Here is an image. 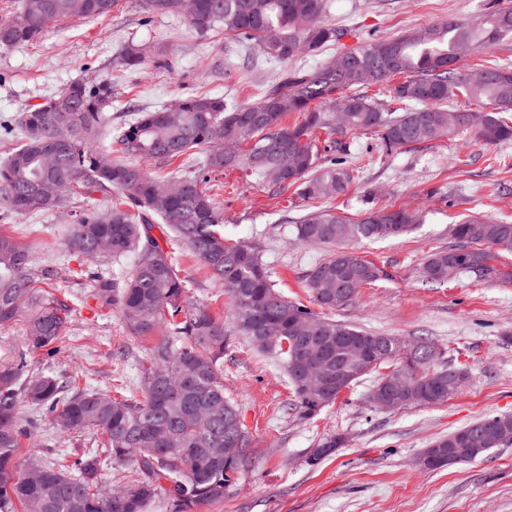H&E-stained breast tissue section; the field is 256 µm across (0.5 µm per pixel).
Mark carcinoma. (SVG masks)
I'll return each instance as SVG.
<instances>
[{
	"label": "carcinoma",
	"instance_id": "carcinoma-1",
	"mask_svg": "<svg viewBox=\"0 0 512 512\" xmlns=\"http://www.w3.org/2000/svg\"><path fill=\"white\" fill-rule=\"evenodd\" d=\"M116 0H20L18 15L0 23V50L39 41L59 22L108 16ZM149 14L185 17L199 32L219 29L251 42L258 53L285 65L257 102L230 105L210 94H191L178 108L144 110L102 151L97 139L110 121L112 81L73 80L43 102L20 113L22 142L0 162V211L23 216L61 207L66 197L99 193L101 210H82L71 225L66 247L78 268L61 274L55 264L34 258L13 237L0 233V328L25 325L26 352L0 364V512H148L164 498L171 512H200L224 499L247 462L252 438L238 408L224 397V349L236 336L282 361L293 388L290 410L310 420L336 402V389L320 395L298 376L304 354L325 361L329 372L358 361L346 336L374 348L377 362L347 384L382 370L376 386L386 389L402 372L407 387L394 393L392 408L443 403L465 385L467 371L445 359L431 361L436 344L360 330L289 300L275 287L259 247L224 237V214L202 182L213 169L240 170L262 187L281 194L293 189L308 201L343 193L357 168L347 160L349 133H374L390 150L449 138L473 129L486 146L512 138V68L457 62L466 48L492 46L512 37V8L489 12L475 24L436 23L384 40H368L340 52L312 70L288 67L302 55L338 43L344 33L325 21L328 0H193L192 15L182 0H142ZM144 49L130 42L121 56L129 68ZM405 81L389 91L397 107L387 112L349 90L392 76ZM462 96L482 112L446 107ZM290 113L301 120L283 123ZM327 135L319 149L315 132ZM292 148L296 176L281 168V148ZM340 150L338 157L322 153ZM139 156L167 167L177 159L203 156L196 175L156 177ZM417 221L405 208L371 207L358 219L320 207L296 222V239L335 246L328 258L304 275L310 303L336 309L352 302L358 284L379 280L381 270L348 244L408 233ZM164 225L190 256L208 269L231 299L222 318L190 300L173 252L152 234ZM457 244L431 251L419 273L445 284L462 275L480 280L502 277L491 264L492 249L512 251V224L470 216L454 225ZM88 275L100 307L117 314L128 332L148 342L142 363L141 398L127 394L125 381L109 394L80 387L29 369L26 356H51L66 335L72 309L59 298L66 283ZM28 404L66 435L90 434L96 447L44 462L21 448L36 423L20 421ZM481 432L483 448L512 443V414L489 416L436 440L457 463L482 460L462 444ZM230 448L232 452L224 453ZM129 470L120 495L104 489L111 466Z\"/></svg>",
	"mask_w": 512,
	"mask_h": 512
}]
</instances>
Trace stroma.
I'll return each mask as SVG.
<instances>
[{
	"label": "stroma",
	"mask_w": 512,
	"mask_h": 512,
	"mask_svg": "<svg viewBox=\"0 0 512 512\" xmlns=\"http://www.w3.org/2000/svg\"><path fill=\"white\" fill-rule=\"evenodd\" d=\"M512 0H332L328 24L345 30L340 43L299 57L308 70L359 41L389 39L448 20L475 23ZM140 0H117L110 15L63 22L39 42L0 51V122L16 121L76 79H111L113 126L142 108L166 106L205 91L238 104L258 101L282 66L261 57L245 40L188 28L174 15L143 24ZM147 48L140 66H119L128 42ZM359 169L346 191L331 199L336 212L360 217L368 200L418 212L411 233L357 244L359 255L381 270L333 318L366 331L425 338L445 346L469 379L447 402L400 410L372 407L367 393L377 379L367 375L336 403L309 421L287 409L294 396L279 362L243 340L224 352V393L237 404L252 437L251 457L223 500L202 512H512V443L481 461L422 469L415 459L433 441L481 418L512 414V280L471 277L444 285L422 281L418 268L431 251L453 245V224L480 214L512 223V141L487 147L468 132L452 139L387 152L380 139L359 135L351 146ZM224 212V234L258 244L273 280L289 299L308 303L305 271L327 258L331 247L298 243L295 223L310 209L292 193L271 195L236 171L209 173L206 185ZM86 199L62 208L16 216L0 212V232L38 258L76 267L65 239ZM191 300L227 315L231 300L199 261L176 253ZM72 320L53 357L30 360L31 369L56 377L79 376L82 386L104 392L115 375L140 389L145 343L105 313L83 284H71ZM22 417L36 421L34 450L49 461L69 451L71 437L58 433L32 407ZM344 442L313 465L309 457L324 438Z\"/></svg>",
	"instance_id": "stroma-1"
}]
</instances>
